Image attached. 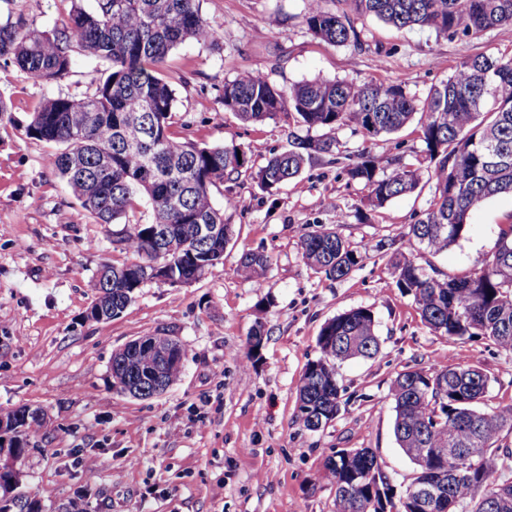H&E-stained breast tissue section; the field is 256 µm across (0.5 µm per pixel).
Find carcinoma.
I'll return each mask as SVG.
<instances>
[{
    "mask_svg": "<svg viewBox=\"0 0 512 512\" xmlns=\"http://www.w3.org/2000/svg\"><path fill=\"white\" fill-rule=\"evenodd\" d=\"M59 25L35 31L23 17L0 22V62L23 75L53 82L67 75L74 55L84 53L106 65L92 93L46 98L25 127L27 137L52 147L48 162L72 190L84 215L97 224H120L113 243L132 259L101 265L92 281L105 319L119 317L139 290L152 281L153 261L168 266V285L178 288L223 262L234 235L213 188L250 173L266 192L301 184L305 165L318 154L340 153L336 132L355 126L363 136L393 134L414 122L424 143L422 162L435 180L423 218L406 236L431 255L448 251L468 230L471 211L499 194L512 193V56L468 57L426 97L393 82L356 84L314 78L280 88L267 77L242 72L224 81L220 103L246 123H262L281 112L320 132L291 140V148L258 167L241 145H200L171 131L174 91L165 78L171 52L187 42L207 47L218 37L202 15L200 0H61ZM328 0H308L302 22L331 45L362 47L354 18H375L397 29H428L451 38H478L512 25V0H343L347 11ZM348 179L364 184L370 208L415 192L421 168L398 159L379 168L367 153L345 166ZM148 219L130 220L140 210ZM346 216L326 226L306 225L300 237L305 264L333 280L348 276L382 241L358 250L338 231ZM219 226L215 236L199 225ZM268 255L247 251L238 271L263 285ZM396 286L412 297L422 322L454 340L480 338L512 353V221L498 225L485 263L460 276L402 253L391 258ZM320 356L307 363L297 387V420L316 432L346 407L336 365L374 358L380 351L370 308L342 312L322 325ZM183 360L157 363L129 344L112 354L110 378L134 398L152 396L156 376L163 388L181 376ZM490 377L475 365L408 368L390 386L393 432L415 465L397 492L375 452L360 448L348 459L338 450L324 464L334 489V512H512V404H488ZM44 414L31 410L21 430L0 443V482L15 478L5 458L26 453L29 437Z\"/></svg>",
    "mask_w": 512,
    "mask_h": 512,
    "instance_id": "obj_1",
    "label": "carcinoma"
}]
</instances>
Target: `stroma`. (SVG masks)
Wrapping results in <instances>:
<instances>
[{"mask_svg": "<svg viewBox=\"0 0 512 512\" xmlns=\"http://www.w3.org/2000/svg\"><path fill=\"white\" fill-rule=\"evenodd\" d=\"M62 8L61 0H0V21L20 16L31 29L47 31L59 24ZM305 9L306 0H201L222 48L188 42L173 53V132L209 146L235 141L260 165L308 131L285 113L245 124L225 111L220 90L241 71L283 88L315 77L398 81L423 97L469 56L512 53L510 25L469 39L400 32L370 18L354 22L362 48L333 46L309 33ZM98 69L95 59L80 55L70 74L45 83L0 67V96L14 118L0 126V409L26 405L46 417L16 464L22 491L37 494L51 512L80 490L90 494L89 512H332L333 490L322 472L336 450L374 449L398 485L412 475L393 435L389 388L397 373L440 362L476 365L491 379L492 404L512 403V355L478 339L430 332L397 288L385 253L370 252L340 280L305 265L304 225L331 224L340 213V232L353 246L392 239L403 252H416L404 233L435 190L434 180L423 179L417 192L366 219L363 185L323 156L305 166L300 188L289 184L271 195L247 174L214 188L216 205L235 226L223 263L181 288L147 284L118 318L86 320L90 281L104 261L121 262L126 254L113 247L111 225L82 214L48 165L49 146L27 138L23 127L44 98L83 96ZM337 137L342 154L365 152L382 164L394 157L416 163L423 149L412 125L373 140L351 127ZM230 196L237 207H226ZM511 217V194L481 203L465 236L434 265L451 276L481 266L499 224ZM257 248L271 258L260 291L237 272L241 254ZM264 295L272 306L261 304ZM357 307L373 309L380 352L341 365L350 402L324 428L308 431L296 419L297 383L319 355L323 323ZM259 321L267 336L253 359L248 338ZM154 333L179 338L180 380L146 399L113 389V352ZM91 455L98 460L93 469L84 465Z\"/></svg>", "mask_w": 512, "mask_h": 512, "instance_id": "stroma-1", "label": "stroma"}]
</instances>
